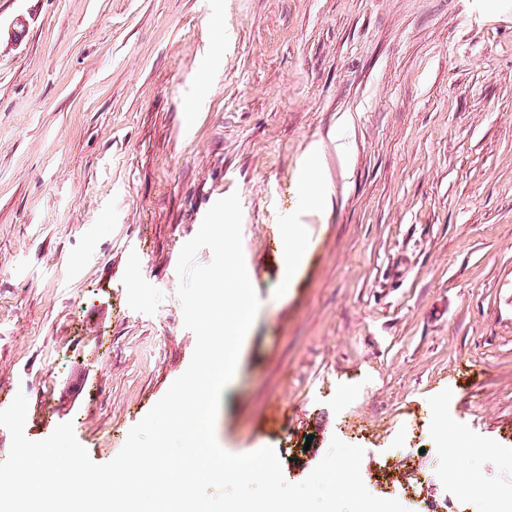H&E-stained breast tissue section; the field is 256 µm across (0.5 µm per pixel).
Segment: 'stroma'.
I'll return each mask as SVG.
<instances>
[{"label":"stroma","instance_id":"1","mask_svg":"<svg viewBox=\"0 0 512 512\" xmlns=\"http://www.w3.org/2000/svg\"><path fill=\"white\" fill-rule=\"evenodd\" d=\"M233 193L260 309L219 444L296 484L407 426L434 445L387 458L411 487L458 464L444 404L474 486L512 491V0H0V409L25 394L27 438L118 454L191 361L178 258ZM320 151L311 147L307 152L304 165V180L302 183V196L311 211L318 209L327 190V183L321 177ZM307 242L301 224L288 226V233L284 241V252L280 265L276 288L283 294L292 288L295 278L302 266Z\"/></svg>","mask_w":512,"mask_h":512}]
</instances>
